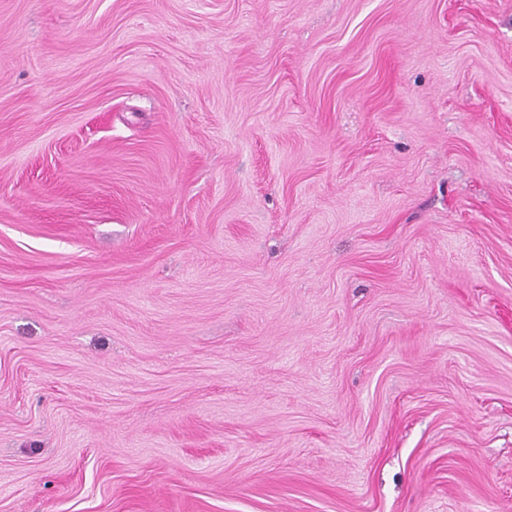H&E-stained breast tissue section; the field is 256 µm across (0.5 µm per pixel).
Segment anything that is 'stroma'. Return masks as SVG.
Wrapping results in <instances>:
<instances>
[{
  "label": "stroma",
  "instance_id": "35a3bbf8",
  "mask_svg": "<svg viewBox=\"0 0 512 512\" xmlns=\"http://www.w3.org/2000/svg\"><path fill=\"white\" fill-rule=\"evenodd\" d=\"M0 512H512V0H0Z\"/></svg>",
  "mask_w": 512,
  "mask_h": 512
}]
</instances>
